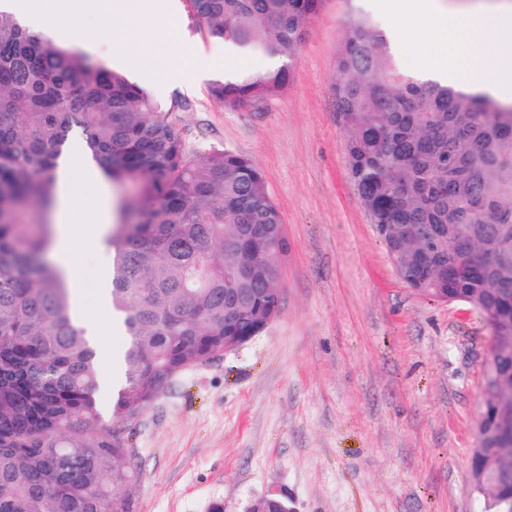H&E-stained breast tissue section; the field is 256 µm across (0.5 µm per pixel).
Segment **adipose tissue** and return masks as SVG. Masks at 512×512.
<instances>
[{
  "instance_id": "1",
  "label": "adipose tissue",
  "mask_w": 512,
  "mask_h": 512,
  "mask_svg": "<svg viewBox=\"0 0 512 512\" xmlns=\"http://www.w3.org/2000/svg\"><path fill=\"white\" fill-rule=\"evenodd\" d=\"M7 8L32 29L59 38L78 35L89 19H96L99 39L122 48L116 64L136 71L145 66L140 45L164 55L180 40L178 18L168 0H9ZM382 11L396 36L408 37L421 29L447 44V54L426 64V71L463 74L468 92L512 104V66L487 67L503 45L512 43V6L459 8L445 0H385ZM56 184L60 229L54 256L75 278L79 271L68 262L74 247L104 250L109 235L106 205H99L94 219L77 233L72 230L76 208L92 192H105L106 182L85 150L76 146L60 159Z\"/></svg>"
}]
</instances>
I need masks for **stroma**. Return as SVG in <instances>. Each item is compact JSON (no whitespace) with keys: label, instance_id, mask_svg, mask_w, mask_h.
I'll list each match as a JSON object with an SVG mask.
<instances>
[{"label":"stroma","instance_id":"1","mask_svg":"<svg viewBox=\"0 0 512 512\" xmlns=\"http://www.w3.org/2000/svg\"><path fill=\"white\" fill-rule=\"evenodd\" d=\"M183 48L159 84L190 145L230 148L264 174L286 228L280 315L239 349L175 375L126 430L136 512H246L283 492L292 512H480L470 471L483 409L487 324L462 303L398 277L348 175L336 118L338 52L374 0H322L287 87L261 102L209 94L196 57L224 68L189 0H177ZM86 317L101 322L100 381L120 374L124 340L103 295L111 264L77 255Z\"/></svg>","mask_w":512,"mask_h":512}]
</instances>
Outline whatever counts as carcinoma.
<instances>
[{"mask_svg":"<svg viewBox=\"0 0 512 512\" xmlns=\"http://www.w3.org/2000/svg\"><path fill=\"white\" fill-rule=\"evenodd\" d=\"M213 37L284 61L210 84L224 103L260 102L288 84L300 33L321 0H190ZM334 88L347 131L349 177L387 250L410 258V286L480 288L492 341L512 336V106L418 81L396 66L386 36L362 16L345 29ZM174 107L121 72L29 33L0 11V512H134L120 498L132 470L116 430L154 401L163 379L224 350L256 309L272 303L280 274L262 243L285 233L259 166L232 149L189 146ZM80 130L93 161L133 195L112 225V311L127 336L123 380L103 419L95 353L66 275L48 260L54 227L30 233L33 208L50 214L57 160ZM264 233L249 236L247 225ZM468 273L423 253L430 226ZM501 245L485 264L470 247ZM226 288H264L236 315Z\"/></svg>","mask_w":512,"mask_h":512,"instance_id":"cac0c4a2","label":"carcinoma"}]
</instances>
